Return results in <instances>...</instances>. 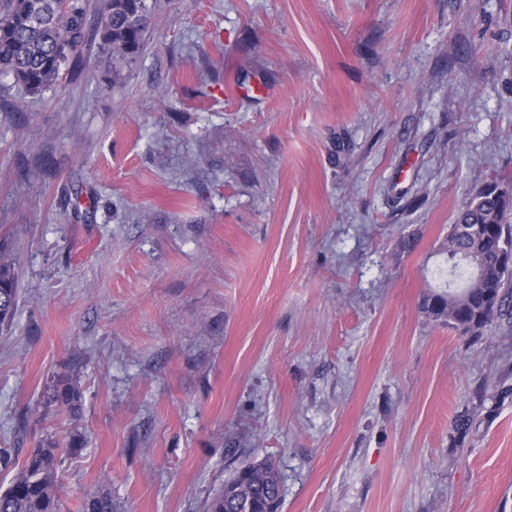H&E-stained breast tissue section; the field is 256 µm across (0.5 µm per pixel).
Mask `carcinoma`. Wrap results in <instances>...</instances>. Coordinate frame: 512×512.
I'll use <instances>...</instances> for the list:
<instances>
[{"instance_id":"1","label":"carcinoma","mask_w":512,"mask_h":512,"mask_svg":"<svg viewBox=\"0 0 512 512\" xmlns=\"http://www.w3.org/2000/svg\"><path fill=\"white\" fill-rule=\"evenodd\" d=\"M90 0H0V76H10L26 95H38L56 84L61 71L79 63L75 55L86 42ZM150 22L147 0H104L98 11L99 46L120 61L134 60L144 46ZM498 186L478 189L459 209L455 224L482 225L485 239L448 233L442 251L452 277L467 272L466 285L455 291L423 294L427 318L463 335L479 337L494 323L512 328V268L502 262L512 251V201L497 194ZM19 299L14 265L0 262V324L11 320ZM54 401L74 408L78 390L66 381L56 384ZM56 445L37 448L17 468L0 492V512H60V454ZM281 475L266 460L234 470L206 512H236L254 501L255 512H279ZM81 512H118L112 494L101 487L83 501Z\"/></svg>"}]
</instances>
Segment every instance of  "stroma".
Listing matches in <instances>:
<instances>
[{"instance_id": "1", "label": "stroma", "mask_w": 512, "mask_h": 512, "mask_svg": "<svg viewBox=\"0 0 512 512\" xmlns=\"http://www.w3.org/2000/svg\"><path fill=\"white\" fill-rule=\"evenodd\" d=\"M147 3L134 61L0 78V452L75 440L61 512H204L251 458L280 512H512V332L420 309L512 179V0ZM19 299V276L14 264L0 262V324L11 320ZM82 512H118L115 503L112 501V494L106 488H99L90 493L83 501Z\"/></svg>"}]
</instances>
